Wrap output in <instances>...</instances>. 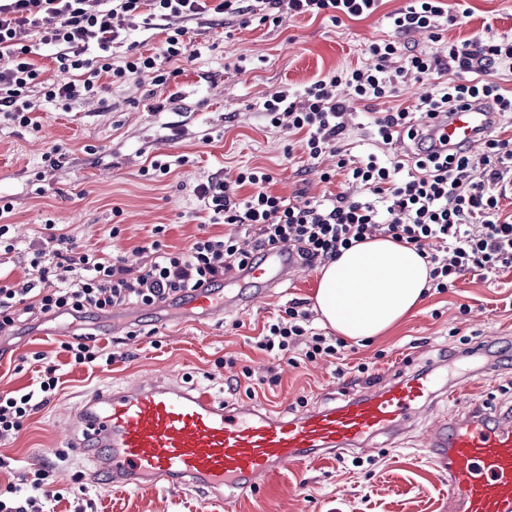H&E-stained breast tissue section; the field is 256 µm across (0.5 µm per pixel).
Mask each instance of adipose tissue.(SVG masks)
Segmentation results:
<instances>
[{
    "label": "adipose tissue",
    "mask_w": 512,
    "mask_h": 512,
    "mask_svg": "<svg viewBox=\"0 0 512 512\" xmlns=\"http://www.w3.org/2000/svg\"><path fill=\"white\" fill-rule=\"evenodd\" d=\"M429 273L414 248L370 238L320 268L314 308L337 334L363 340L385 332L422 301Z\"/></svg>",
    "instance_id": "obj_1"
}]
</instances>
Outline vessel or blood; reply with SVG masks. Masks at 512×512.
<instances>
[{
  "mask_svg": "<svg viewBox=\"0 0 512 512\" xmlns=\"http://www.w3.org/2000/svg\"><path fill=\"white\" fill-rule=\"evenodd\" d=\"M490 113L452 112L442 132L450 144H475ZM283 245L234 275V298L199 289L182 304L183 318L223 314L228 303L253 305L298 271ZM431 382L417 377L343 394L332 405L295 416L274 415L250 402L215 400L159 377L106 387L72 408L69 442L89 454L92 477L111 485L194 487L221 496L256 491L269 472L313 453L369 455L379 438L405 430ZM429 449L448 470V512H512V419L474 408L438 420Z\"/></svg>",
  "mask_w": 512,
  "mask_h": 512,
  "instance_id": "b4317fda",
  "label": "vessel or blood"
}]
</instances>
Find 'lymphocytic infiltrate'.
Returning a JSON list of instances; mask_svg holds the SVG:
<instances>
[{
    "label": "lymphocytic infiltrate",
    "instance_id": "obj_1",
    "mask_svg": "<svg viewBox=\"0 0 512 512\" xmlns=\"http://www.w3.org/2000/svg\"><path fill=\"white\" fill-rule=\"evenodd\" d=\"M379 0H0V115L27 127L40 104L29 100L39 89L43 102L69 107L75 102L102 100L109 82L130 75L161 85L169 75L161 61L186 55V21L251 15L276 23L299 15L332 20L372 15ZM149 19H183L167 34L159 53L134 54L113 65L108 51L128 36L127 23ZM393 38L370 44L376 63L325 77L307 85L300 101L274 93L262 104L270 124L304 133L310 159L330 153L336 167L360 186L359 195L336 194L321 200L286 199L267 191L269 173L246 168L236 176H216L197 184L193 193L214 224H235L251 232L250 246L233 237L204 234L189 247L174 250L153 240L146 245L149 263L138 271L124 266L120 256L100 257L78 251L60 225L50 227L46 249L31 261L35 282L0 283V333L11 331L26 314L106 313L119 306L149 307L184 298L201 288L223 282L232 270L256 265L262 253L279 244L297 249L302 267L315 269L341 250L372 237H389L416 249L430 266L433 288L446 292L466 274L482 275L512 269V214L501 201L512 188V138L489 132L483 150L462 147L434 149L430 121L437 114L481 103L501 115L512 113V95L502 93L487 76L492 69L512 65V36L492 34L473 41L452 42L447 57L404 52L401 37L418 30L430 32L454 23L441 0H411L388 17ZM36 35L22 45V30ZM49 51L60 73L46 79L33 61L37 50ZM428 80L429 89L414 106L391 107L366 123L370 152L353 159L343 146L351 115L337 98L346 85L360 100L393 97L398 84ZM416 150L406 159L391 160L389 149L400 140ZM252 186L247 197L239 188ZM255 346L272 358L297 364L336 355L341 341L316 331L313 314L293 301L265 326ZM59 377L47 365L37 389L0 394V442L16 438L25 421L57 393ZM30 494L0 497V512H43L58 495L48 471L39 469L29 482Z\"/></svg>",
    "mask_w": 512,
    "mask_h": 512
}]
</instances>
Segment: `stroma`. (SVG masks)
<instances>
[{"label": "stroma", "mask_w": 512, "mask_h": 512, "mask_svg": "<svg viewBox=\"0 0 512 512\" xmlns=\"http://www.w3.org/2000/svg\"><path fill=\"white\" fill-rule=\"evenodd\" d=\"M442 2L449 14L460 16V24L444 28L436 39L424 31L411 34L409 46L442 56L452 42L490 31L512 34V0ZM408 3L381 0L369 17L338 22L301 15L279 25L257 20L244 25L236 17L212 25L201 18L187 24L196 56L166 63L173 73L167 84L132 77L113 84L103 102L75 104L66 112L40 110L37 131L0 116V196L14 203L8 219L13 249L0 251V280H33L30 260L45 246L48 221L62 225L82 251L121 254L134 269L148 261L140 247L157 236L153 230L159 224L164 231L157 237L175 248L187 247L205 231L243 236L241 227L209 223L192 193L198 183L241 167L266 169L273 177L269 191L291 200L359 194L344 175L320 181L319 171L335 168V157H323L318 172L309 171L301 135L272 127L262 103L274 92L292 96L335 72L370 65L369 44L392 37L387 17ZM424 90L420 83L400 85L383 105L358 100L343 88L338 95L354 120L365 123L383 106L414 105ZM53 148L62 159L55 169H44L42 156ZM157 158L170 162L169 173L143 176V168ZM317 285V272L303 269L250 311L230 308L199 322L135 306L106 314L28 317L12 335H0V392L33 384L46 361L58 365L60 388L17 439L0 443L5 462L0 487L25 490L28 473L45 469L62 494L51 512H75L90 499L92 512H448V473L427 451L425 439L428 424L458 408L444 392L425 405L424 420L410 425L395 446L359 460L350 452L309 456L296 467L268 473L256 493L239 496L230 508L198 489L117 491L86 478L90 462L73 457L67 426L75 402L106 385L156 376L220 397L225 378L242 368L273 374L277 384L251 398L294 415L341 395L363 363L384 383L441 372L467 381L465 398L471 403L512 406V360L501 354L512 347V271L469 274L441 294L428 290L423 303L391 330L348 343L335 357L295 367L254 349L251 339L263 325L289 300L312 301ZM463 336L481 345L483 356H446ZM89 338L115 353L112 365L69 366L63 343ZM415 350L423 351V362L406 364ZM486 360L495 362L496 370L484 376L478 369Z\"/></svg>", "instance_id": "35a3bbf8"}]
</instances>
